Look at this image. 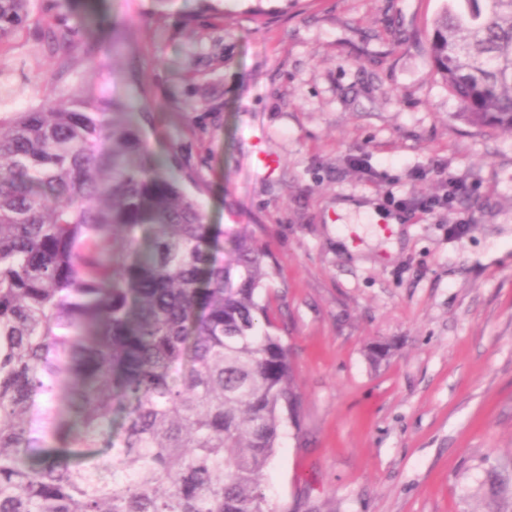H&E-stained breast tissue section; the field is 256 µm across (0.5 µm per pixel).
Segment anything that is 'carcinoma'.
I'll return each instance as SVG.
<instances>
[{
    "mask_svg": "<svg viewBox=\"0 0 512 512\" xmlns=\"http://www.w3.org/2000/svg\"><path fill=\"white\" fill-rule=\"evenodd\" d=\"M433 22L472 123L512 134V0ZM30 0H0V47ZM78 94L0 117V512H269L297 410L244 228L224 260L139 128ZM123 416L112 433V411Z\"/></svg>",
    "mask_w": 512,
    "mask_h": 512,
    "instance_id": "obj_1",
    "label": "carcinoma"
}]
</instances>
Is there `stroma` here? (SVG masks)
Returning <instances> with one entry per match:
<instances>
[{
	"mask_svg": "<svg viewBox=\"0 0 512 512\" xmlns=\"http://www.w3.org/2000/svg\"><path fill=\"white\" fill-rule=\"evenodd\" d=\"M447 4L31 0L0 46L1 115L120 100L214 230L272 257L300 403L270 512H512V135L467 122L431 63ZM450 176L465 192L421 212Z\"/></svg>",
	"mask_w": 512,
	"mask_h": 512,
	"instance_id": "35a3bbf8",
	"label": "stroma"
}]
</instances>
